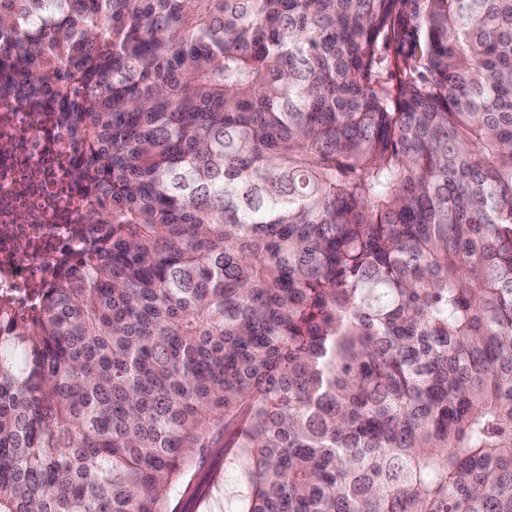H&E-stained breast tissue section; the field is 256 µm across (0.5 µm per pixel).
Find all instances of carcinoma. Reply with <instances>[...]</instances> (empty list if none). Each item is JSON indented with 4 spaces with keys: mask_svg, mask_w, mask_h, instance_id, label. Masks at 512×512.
I'll return each mask as SVG.
<instances>
[{
    "mask_svg": "<svg viewBox=\"0 0 512 512\" xmlns=\"http://www.w3.org/2000/svg\"><path fill=\"white\" fill-rule=\"evenodd\" d=\"M398 57L396 91L380 49ZM89 262L0 301V512H512V0H0ZM212 446L194 460L189 484H185L174 498L179 512L236 510L237 473L226 464L224 436Z\"/></svg>",
    "mask_w": 512,
    "mask_h": 512,
    "instance_id": "carcinoma-1",
    "label": "carcinoma"
}]
</instances>
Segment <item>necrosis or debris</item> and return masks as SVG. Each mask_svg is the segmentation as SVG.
Returning a JSON list of instances; mask_svg holds the SVG:
<instances>
[{"instance_id": "4bbe7bcc", "label": "necrosis or debris", "mask_w": 512, "mask_h": 512, "mask_svg": "<svg viewBox=\"0 0 512 512\" xmlns=\"http://www.w3.org/2000/svg\"><path fill=\"white\" fill-rule=\"evenodd\" d=\"M0 142V294L22 309L60 253L80 254L73 226L91 200L70 176L82 159L51 109L1 98Z\"/></svg>"}]
</instances>
